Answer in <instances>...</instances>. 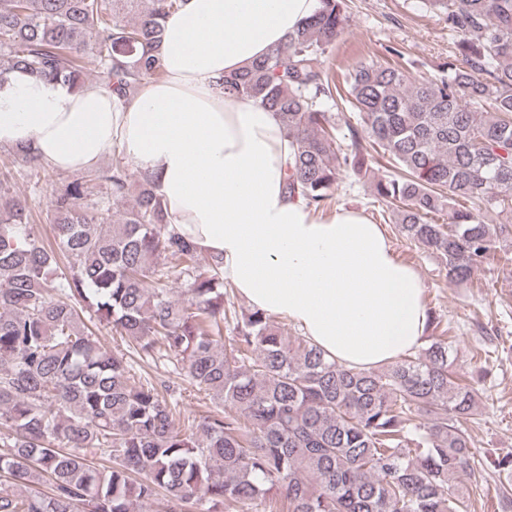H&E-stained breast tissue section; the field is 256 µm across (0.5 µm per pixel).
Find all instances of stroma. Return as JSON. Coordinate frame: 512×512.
Masks as SVG:
<instances>
[{
	"label": "stroma",
	"mask_w": 512,
	"mask_h": 512,
	"mask_svg": "<svg viewBox=\"0 0 512 512\" xmlns=\"http://www.w3.org/2000/svg\"><path fill=\"white\" fill-rule=\"evenodd\" d=\"M349 6V27L330 59L333 69L371 59L389 62L397 49L402 64L415 76L432 79L454 60L456 36L448 28L444 10L433 0H349ZM1 159L10 171L11 195L27 201L37 231L43 238H51L47 215L60 173L51 171L37 180L22 157L0 151ZM332 206L364 211L373 223L381 225L396 257L417 270L425 286L426 306L450 327L448 337L457 371L477 378L479 409L470 431L474 447L489 453L511 451L512 263L480 268L472 281L453 285L435 258L383 219L386 205L376 200L367 180L343 173ZM481 340L489 344L490 353L478 365L470 350Z\"/></svg>",
	"instance_id": "35a3bbf8"
}]
</instances>
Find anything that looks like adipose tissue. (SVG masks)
I'll list each match as a JSON object with an SVG mask.
<instances>
[{"instance_id": "adipose-tissue-1", "label": "adipose tissue", "mask_w": 512, "mask_h": 512, "mask_svg": "<svg viewBox=\"0 0 512 512\" xmlns=\"http://www.w3.org/2000/svg\"><path fill=\"white\" fill-rule=\"evenodd\" d=\"M316 0H184L164 28L165 75L117 99L14 73L0 88V146L51 169L94 167L113 147L151 177L174 229L221 259L251 308L281 315L327 357L370 369L421 347L427 308L417 271L361 211L313 213L285 189L293 150L275 112L223 96L221 75L265 57Z\"/></svg>"}]
</instances>
